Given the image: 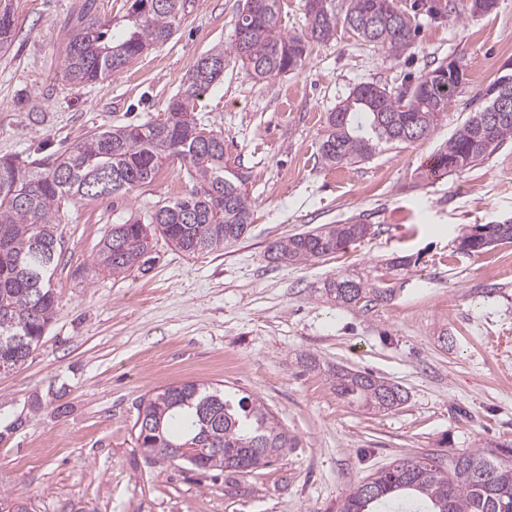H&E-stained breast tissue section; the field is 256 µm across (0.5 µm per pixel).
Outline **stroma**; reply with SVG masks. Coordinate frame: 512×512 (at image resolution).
<instances>
[{"label":"stroma","mask_w":512,"mask_h":512,"mask_svg":"<svg viewBox=\"0 0 512 512\" xmlns=\"http://www.w3.org/2000/svg\"><path fill=\"white\" fill-rule=\"evenodd\" d=\"M132 2L0 0L17 21L0 53V157L52 154L95 128L163 118L199 58L229 43L244 4L197 0L165 44L105 81L70 82L65 48L82 16L118 35ZM398 2L421 23L400 58L340 25L310 43L297 70L258 80L231 60L202 95L197 118L223 134L224 161L252 204L234 246L187 255L158 239L149 271L85 275L118 216L191 189L178 161L123 199L67 204L57 315L27 361L0 374L1 492L31 512H336L396 459L512 442V244L458 247L475 225L512 221V145L470 169L430 172L512 61V0L474 18L462 0ZM459 57L466 80L434 137L362 163L318 162L326 114L355 86L398 90ZM350 219L370 231L338 253L292 266L268 258L277 239ZM401 256L410 265L393 266ZM340 275L396 295L367 310L336 305L319 290ZM336 366L396 383L408 400L388 412L351 406L330 378ZM185 381L261 400L295 447L236 475L146 458L133 430L140 399Z\"/></svg>","instance_id":"35a3bbf8"}]
</instances>
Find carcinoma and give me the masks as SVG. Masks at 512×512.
Here are the masks:
<instances>
[{"instance_id": "cac0c4a2", "label": "carcinoma", "mask_w": 512, "mask_h": 512, "mask_svg": "<svg viewBox=\"0 0 512 512\" xmlns=\"http://www.w3.org/2000/svg\"><path fill=\"white\" fill-rule=\"evenodd\" d=\"M160 2L156 8L133 9L126 31L117 37L96 20L79 26L66 48L69 80L103 81L150 47L167 42L196 0ZM279 3L245 0L229 46L214 48L205 58L224 62L231 57L265 80L296 70L309 40L329 39L340 22L395 59L412 48L418 28L397 0H345L341 16L333 0H304L306 33L285 36ZM495 6L496 0H467L463 11L476 17ZM12 16L10 10H0V50L16 37ZM221 76L199 61L160 120L94 131L60 153L23 165L0 158V360L23 365L56 316L52 276L63 250L57 225L67 201L124 198L152 183L166 161L178 158L185 163L192 190L112 225L100 241L92 270L112 275L147 271L157 237L187 254L222 251L244 238L252 206L241 176L224 165V137L195 115L196 103ZM503 82L512 83V74L500 75L486 90L483 105L441 144L434 156L436 171L471 168L512 144V111H496V89ZM458 86L459 72L444 63L402 91L358 85L328 113L319 161L327 167L362 162L383 145L396 148L431 138ZM367 232L368 225L359 222L323 224L272 242L268 253L278 263H303L336 253ZM511 243L512 224H482L465 234L459 247L480 253ZM324 292L353 308L394 296L392 288L341 276L325 283ZM332 378L337 394L364 410L386 412L407 401L400 386L370 372L338 368ZM138 416L149 425L146 434L143 426H135L143 453L178 446L176 461L203 473L250 472L295 446L262 402L196 381L157 388L141 399ZM399 507L411 512H512V445L451 453L446 467L434 456L398 459L355 486L339 512H393Z\"/></svg>"}]
</instances>
